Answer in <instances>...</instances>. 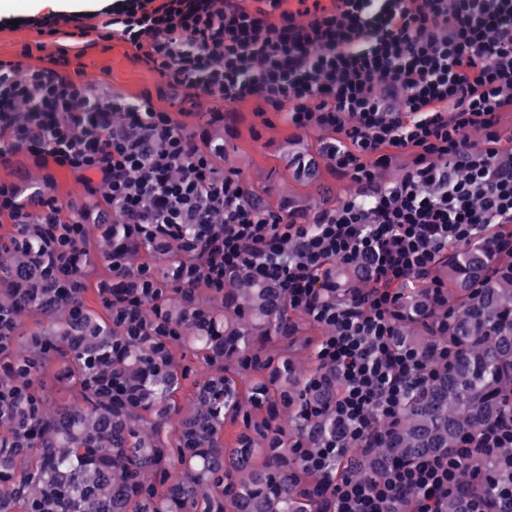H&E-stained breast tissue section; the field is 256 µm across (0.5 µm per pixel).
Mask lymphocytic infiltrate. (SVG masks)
<instances>
[{"mask_svg": "<svg viewBox=\"0 0 512 512\" xmlns=\"http://www.w3.org/2000/svg\"><path fill=\"white\" fill-rule=\"evenodd\" d=\"M116 0L108 21L173 93L232 106L257 101L258 117L284 114L296 130H332L333 171L356 187L324 200L312 220L257 208L239 170L218 163L223 144L200 148L150 97L132 100L47 68L0 60V164L19 154L53 165L96 200L64 208L52 189L27 196L0 180V223L36 264L34 284L70 298L85 280L73 251L87 221L112 227L113 275L132 274L138 308L158 294L154 269L129 271L133 246L178 252L168 283L183 293H224L246 273L273 281L289 307L325 326L319 371L331 384L339 431L317 449L294 442L303 470L319 476L324 512H445L463 463L476 482L512 501L491 463L512 458V409L438 455L357 478L358 454L380 427L397 425L416 390L452 359L397 340L404 291L445 292L436 270L449 247L512 224V148L501 112L512 111V0ZM481 140H470V130ZM408 163L390 183L378 169ZM363 288L340 291L336 268Z\"/></svg>", "mask_w": 512, "mask_h": 512, "instance_id": "lymphocytic-infiltrate-1", "label": "lymphocytic infiltrate"}]
</instances>
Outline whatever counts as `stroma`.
<instances>
[{"label":"stroma","mask_w":512,"mask_h":512,"mask_svg":"<svg viewBox=\"0 0 512 512\" xmlns=\"http://www.w3.org/2000/svg\"><path fill=\"white\" fill-rule=\"evenodd\" d=\"M9 2L8 9L0 10V59H21L28 66L47 67L63 74L77 72L84 82L131 99L151 97L155 107L173 113L196 143H223L224 167L239 170L270 209L286 207L309 219L326 189L335 190L340 198L353 192L352 183L335 176L322 158L321 147L331 139V131L295 130L281 114L271 115L269 123H261L251 102L227 107L219 101L205 100L195 108L163 95L158 74L106 28L112 0H63L59 11L82 16L90 27L93 44L88 48L62 34L39 37L36 25L52 16L51 8L39 7L32 0ZM39 40L44 43L40 51L34 48ZM27 45L33 46L34 52L24 59L20 53ZM216 111L224 113V120L212 121ZM308 157L318 160L315 175L309 177L297 172L298 159Z\"/></svg>","instance_id":"35a3bbf8"}]
</instances>
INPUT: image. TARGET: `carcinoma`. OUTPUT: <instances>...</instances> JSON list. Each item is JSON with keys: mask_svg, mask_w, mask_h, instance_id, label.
<instances>
[{"mask_svg": "<svg viewBox=\"0 0 512 512\" xmlns=\"http://www.w3.org/2000/svg\"><path fill=\"white\" fill-rule=\"evenodd\" d=\"M487 238L448 249L438 274L452 308L448 331L437 329L443 309L422 287L407 293L400 323L453 351L449 367L410 403L395 427L381 430L361 454L357 475L381 464L407 462L457 446L461 435L504 414L512 399V257ZM86 289L68 301L39 292L3 295L18 314L37 311L49 329L19 341L21 370L41 345L65 361L84 405L41 394L42 368L31 369L40 415L19 408L3 434L21 441L0 447V512H322L319 478L292 463V439L310 446L336 430L326 413L300 414L307 379L318 372L315 344L309 367L297 371L287 339L295 329L285 292L244 274L224 289V305L182 303L162 294L143 306L159 335L129 338L112 308H94ZM124 376L141 397L120 406L86 391L88 358ZM224 387V403L210 388ZM163 415L176 423L165 429ZM35 467L19 474L17 458ZM464 497L448 512H464L466 498L490 492L461 474Z\"/></svg>", "mask_w": 512, "mask_h": 512, "instance_id": "carcinoma-1", "label": "carcinoma"}]
</instances>
